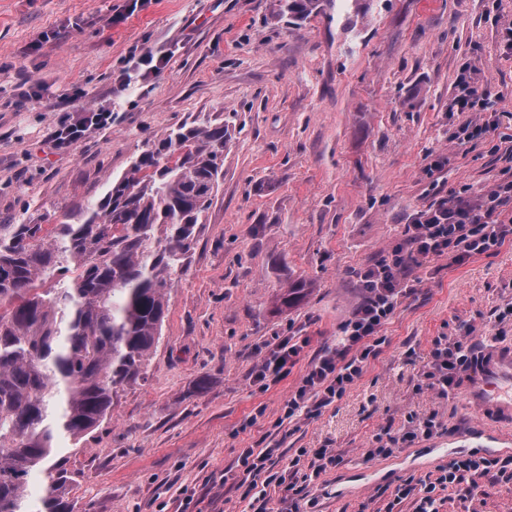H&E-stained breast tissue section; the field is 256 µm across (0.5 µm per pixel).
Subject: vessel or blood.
<instances>
[{"label":"vessel or blood","instance_id":"1","mask_svg":"<svg viewBox=\"0 0 512 512\" xmlns=\"http://www.w3.org/2000/svg\"><path fill=\"white\" fill-rule=\"evenodd\" d=\"M470 411L496 407L503 415L512 414V355L498 354L483 366L473 390L463 400Z\"/></svg>","mask_w":512,"mask_h":512}]
</instances>
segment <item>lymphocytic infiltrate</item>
<instances>
[{
	"instance_id": "f902f5d3",
	"label": "lymphocytic infiltrate",
	"mask_w": 512,
	"mask_h": 512,
	"mask_svg": "<svg viewBox=\"0 0 512 512\" xmlns=\"http://www.w3.org/2000/svg\"><path fill=\"white\" fill-rule=\"evenodd\" d=\"M84 89H74L70 96L73 111L63 116L50 130L46 142L50 148L64 152L83 141L93 131L109 129L111 110L85 106ZM458 112H480L483 122H466L461 128L464 138L483 137L499 124L500 115L490 92H481L459 82L453 100ZM512 180L498 184L478 204L460 195H450L420 211L415 222L406 225L403 238L388 256L367 267L361 274L367 292L363 303L339 328L334 345L312 357L294 391L285 399L282 420L292 421L309 415L340 400L358 381L371 360L379 354L384 338L382 331L402 297L408 291L400 280L408 261L445 257L453 263L495 250L512 239ZM309 340L304 336H276L265 345L266 353L252 373V383L260 392L284 379L301 359ZM431 361L425 373L428 389L445 396L456 385V372L467 357L461 345L449 346L435 341ZM278 451L274 448L242 449L235 475L237 486L252 494L253 512H270L266 490L259 481ZM495 460L485 457L451 460L435 478L415 485L404 483L393 491L394 503L412 500L413 512H440L443 490L462 483L466 477L484 475L495 467Z\"/></svg>"
}]
</instances>
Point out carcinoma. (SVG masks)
Listing matches in <instances>:
<instances>
[{
	"instance_id": "cac0c4a2",
	"label": "carcinoma",
	"mask_w": 512,
	"mask_h": 512,
	"mask_svg": "<svg viewBox=\"0 0 512 512\" xmlns=\"http://www.w3.org/2000/svg\"><path fill=\"white\" fill-rule=\"evenodd\" d=\"M335 0H277L290 22ZM228 129L181 125L155 141L80 224H0V512H73L64 441L79 442L145 379L169 298L224 180ZM53 280L57 287L43 289ZM304 279L277 293L307 296ZM48 481L34 511L27 486Z\"/></svg>"
}]
</instances>
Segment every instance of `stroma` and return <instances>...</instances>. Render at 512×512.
I'll use <instances>...</instances> for the list:
<instances>
[{
  "instance_id": "35a3bbf8",
  "label": "stroma",
  "mask_w": 512,
  "mask_h": 512,
  "mask_svg": "<svg viewBox=\"0 0 512 512\" xmlns=\"http://www.w3.org/2000/svg\"><path fill=\"white\" fill-rule=\"evenodd\" d=\"M132 2L0 0V224L64 223L184 122L231 131L224 181L145 380L70 450L75 512H178L187 493V512H250L224 474L241 449L266 444L289 459L302 448L342 457L307 487L302 512H384L385 488L436 476L453 456H484L442 453L462 431L509 441L502 454L512 459V419L462 405L476 367H459L447 397L423 377L438 339L476 358L512 352V318L498 317L512 305V240L459 264L410 265L401 279L411 292L361 379L321 412L277 422L306 358L332 345L363 301L361 272L417 212L512 180V0H349L300 23L277 17L274 0ZM136 47L166 57V67L141 80ZM122 70L133 76L124 91ZM462 78L497 97L503 118L484 138L456 136L480 118L452 109ZM40 85L44 99L32 100ZM75 86L87 105L111 108L112 127L56 153L44 135ZM437 159L443 168L431 170ZM301 278L308 297L276 310L278 289ZM295 332L311 339L304 361L258 392L251 375L263 344ZM431 414L438 432L402 441L411 419ZM388 435L392 454L367 457ZM442 510L512 512V478L465 481L448 489Z\"/></svg>"
}]
</instances>
